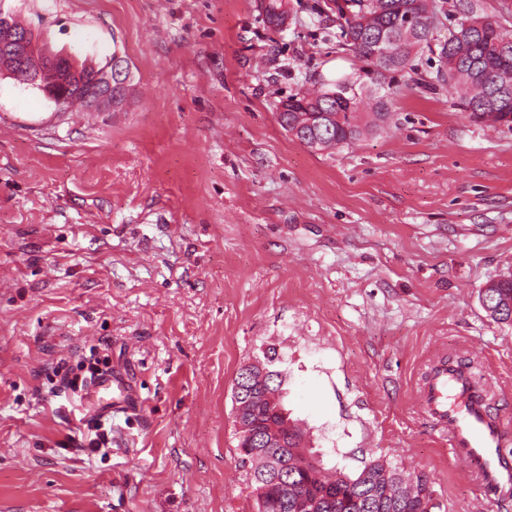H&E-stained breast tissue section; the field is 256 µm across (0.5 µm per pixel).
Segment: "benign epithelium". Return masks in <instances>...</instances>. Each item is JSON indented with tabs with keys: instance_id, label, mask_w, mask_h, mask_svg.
Returning <instances> with one entry per match:
<instances>
[{
	"instance_id": "1",
	"label": "benign epithelium",
	"mask_w": 512,
	"mask_h": 512,
	"mask_svg": "<svg viewBox=\"0 0 512 512\" xmlns=\"http://www.w3.org/2000/svg\"><path fill=\"white\" fill-rule=\"evenodd\" d=\"M57 71L61 82L67 83L80 78L79 73L70 67L69 57L56 53L44 41H36L30 34L15 27L7 17L0 20V74L14 79L25 80L33 87L37 86L40 73L44 69ZM125 67L120 56H114L111 66L97 71L93 76L95 96L90 100L94 112H108L115 103L112 100V89L123 84ZM259 397L268 405L278 403V394L268 387L260 389H247L235 385L233 390V417L234 428L238 434L246 437L252 436L251 426L245 419L247 405L251 400ZM267 447H288V430L272 427L265 436Z\"/></svg>"
}]
</instances>
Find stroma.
<instances>
[{"instance_id":"35a3bbf8","label":"stroma","mask_w":512,"mask_h":512,"mask_svg":"<svg viewBox=\"0 0 512 512\" xmlns=\"http://www.w3.org/2000/svg\"><path fill=\"white\" fill-rule=\"evenodd\" d=\"M287 0H0L53 50L131 90L92 122L0 76V512H256L232 424L239 369L264 357L325 467L379 458L439 512H512L448 452L418 386L471 366L512 449V327L478 291L512 274V124L431 87L438 58L387 73L386 132L314 151L276 107L321 80H377ZM96 351L142 404L75 444L60 377ZM288 3L285 0H259L257 8L264 17V22L273 33H280L287 18ZM84 426H86L87 432L83 436L88 448H106L111 443L112 437L109 436V432L101 420H88Z\"/></svg>"}]
</instances>
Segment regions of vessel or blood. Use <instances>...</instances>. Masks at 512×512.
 I'll return each mask as SVG.
<instances>
[{
    "mask_svg": "<svg viewBox=\"0 0 512 512\" xmlns=\"http://www.w3.org/2000/svg\"><path fill=\"white\" fill-rule=\"evenodd\" d=\"M420 398L447 435L450 454L477 465L484 491L511 495L512 463L499 455L505 435L492 417L488 401L475 388L470 372L452 361L437 362L428 373ZM84 401L103 415L126 413L141 405L128 377L119 371L98 378Z\"/></svg>",
    "mask_w": 512,
    "mask_h": 512,
    "instance_id": "1",
    "label": "vessel or blood"
}]
</instances>
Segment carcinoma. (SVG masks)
I'll use <instances>...</instances> for the list:
<instances>
[{
  "label": "carcinoma",
  "mask_w": 512,
  "mask_h": 512,
  "mask_svg": "<svg viewBox=\"0 0 512 512\" xmlns=\"http://www.w3.org/2000/svg\"><path fill=\"white\" fill-rule=\"evenodd\" d=\"M336 5L329 20L336 23L343 45L356 58L379 74L413 69L414 58L425 51L437 54L435 81L454 90L458 106L480 123L512 121V34L497 21L477 13L476 4L466 10L448 29V37L436 35L442 6L437 0H344ZM287 0H257L267 27L281 32L287 18ZM417 21V34L403 36L406 16ZM58 110L76 104L89 106L84 94L75 90L60 96ZM362 97L350 81L324 83L318 90L301 91L281 102L277 122L288 123L301 143L308 146V122L322 123L326 116L331 131L317 151L352 144L366 132L384 129L391 116L390 100L373 97L371 112L363 120ZM481 307L498 324L512 325V275L489 280L478 292ZM275 421L288 423L291 445L288 469H276L281 461L277 448L242 447L237 441L241 463L246 468L258 512H296L297 499L310 502L305 512H431L435 508L426 482L404 480L398 468L375 459L355 476L341 470L324 471L307 446L306 433L292 421L285 408L274 414Z\"/></svg>",
  "instance_id": "carcinoma-1"
}]
</instances>
